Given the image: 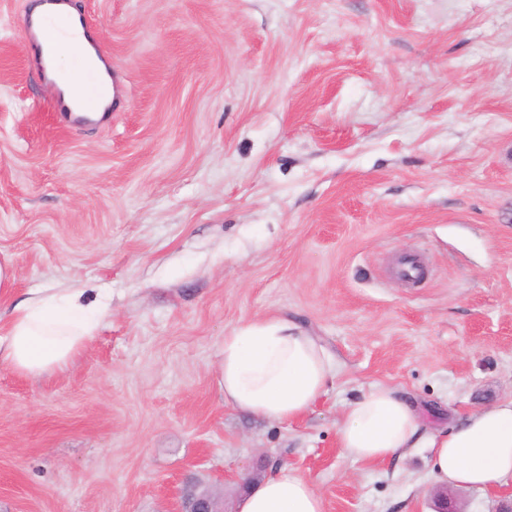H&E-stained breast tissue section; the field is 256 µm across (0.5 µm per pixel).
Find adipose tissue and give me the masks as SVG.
I'll return each mask as SVG.
<instances>
[{
	"mask_svg": "<svg viewBox=\"0 0 512 512\" xmlns=\"http://www.w3.org/2000/svg\"><path fill=\"white\" fill-rule=\"evenodd\" d=\"M31 14L53 17L38 28L46 78L71 98L83 93L84 74L65 56H94L88 39L62 36L79 14L68 0H37ZM104 305L87 303L82 290L39 292L11 305L0 324V367L38 378L67 369L105 317ZM224 404L271 421L307 414L336 375L332 355L309 332L284 316L258 318L224 335L219 368ZM411 399L377 384L351 401L336 427L338 444L352 458L378 463L423 446L431 451L438 485L480 490L512 484V398L472 411L446 435L421 433ZM238 512H324L321 496L288 467H272L237 502Z\"/></svg>",
	"mask_w": 512,
	"mask_h": 512,
	"instance_id": "ef3b65f1",
	"label": "adipose tissue"
}]
</instances>
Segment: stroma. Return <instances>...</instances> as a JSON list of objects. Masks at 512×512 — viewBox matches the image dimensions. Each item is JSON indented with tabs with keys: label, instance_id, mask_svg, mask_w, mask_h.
Instances as JSON below:
<instances>
[{
	"label": "stroma",
	"instance_id": "35a3bbf8",
	"mask_svg": "<svg viewBox=\"0 0 512 512\" xmlns=\"http://www.w3.org/2000/svg\"><path fill=\"white\" fill-rule=\"evenodd\" d=\"M71 2L119 92L53 111L33 0H0V261L15 298L108 312L68 369L0 368V512H175L189 480L231 504L273 463L324 512H434L428 449L356 461L336 423L378 383L427 434L512 396V0ZM271 315L337 364L292 422L219 380L225 333Z\"/></svg>",
	"mask_w": 512,
	"mask_h": 512
}]
</instances>
